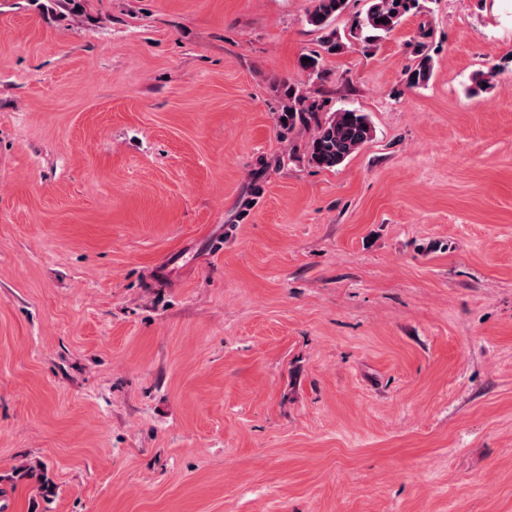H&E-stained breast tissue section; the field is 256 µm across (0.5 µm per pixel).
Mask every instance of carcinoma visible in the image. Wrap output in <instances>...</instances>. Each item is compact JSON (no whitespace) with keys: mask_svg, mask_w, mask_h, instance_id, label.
Wrapping results in <instances>:
<instances>
[{"mask_svg":"<svg viewBox=\"0 0 512 512\" xmlns=\"http://www.w3.org/2000/svg\"><path fill=\"white\" fill-rule=\"evenodd\" d=\"M348 0H309L307 25L323 33L322 49L328 54H339L346 47L342 37L333 28ZM420 8V0H368L364 14L354 18L349 36L368 46H376L393 33L406 16ZM384 22H378V19ZM432 58L418 53L415 65L406 70V83L412 87L428 84L432 77ZM284 102L281 117L286 122L280 127L289 132L296 126L314 124L313 135L305 144L307 161L317 167L333 168L371 140L373 128L368 116L354 109L341 108L324 117L319 115L321 104L310 99L296 84L283 85ZM15 480H34L44 496L55 493L54 483L47 477L44 465L22 464L14 469Z\"/></svg>","mask_w":512,"mask_h":512,"instance_id":"obj_1","label":"carcinoma"}]
</instances>
